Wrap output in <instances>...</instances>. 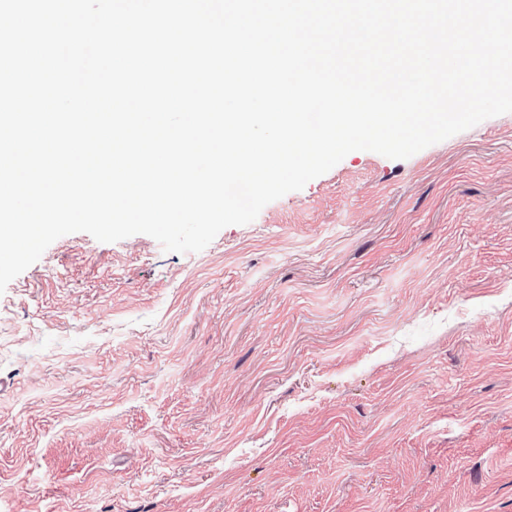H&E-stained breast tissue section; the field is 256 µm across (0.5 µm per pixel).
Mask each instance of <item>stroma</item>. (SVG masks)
I'll use <instances>...</instances> for the list:
<instances>
[{
    "label": "stroma",
    "instance_id": "stroma-1",
    "mask_svg": "<svg viewBox=\"0 0 512 512\" xmlns=\"http://www.w3.org/2000/svg\"><path fill=\"white\" fill-rule=\"evenodd\" d=\"M0 512H512V113L197 253L53 242L0 294Z\"/></svg>",
    "mask_w": 512,
    "mask_h": 512
}]
</instances>
